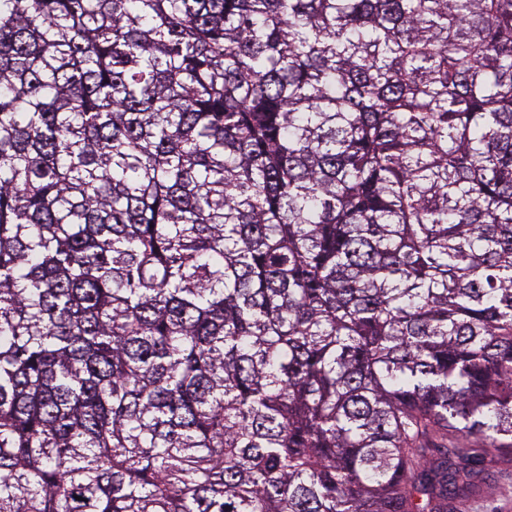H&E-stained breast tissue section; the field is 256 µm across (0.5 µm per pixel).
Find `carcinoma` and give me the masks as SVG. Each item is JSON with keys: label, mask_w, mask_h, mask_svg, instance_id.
Here are the masks:
<instances>
[{"label": "carcinoma", "mask_w": 512, "mask_h": 512, "mask_svg": "<svg viewBox=\"0 0 512 512\" xmlns=\"http://www.w3.org/2000/svg\"><path fill=\"white\" fill-rule=\"evenodd\" d=\"M512 459V0H0V512H448Z\"/></svg>", "instance_id": "cac0c4a2"}]
</instances>
